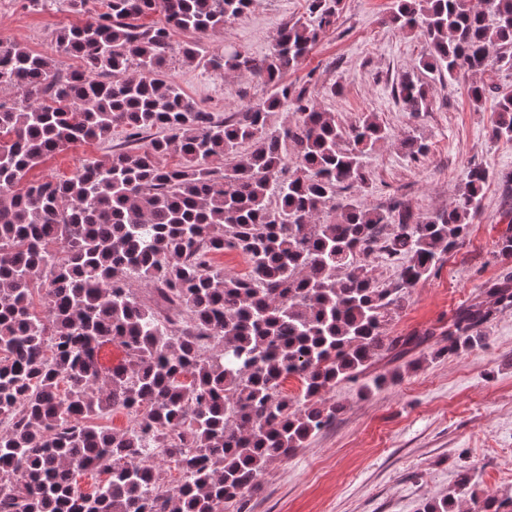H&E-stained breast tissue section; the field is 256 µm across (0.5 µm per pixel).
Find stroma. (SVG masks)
<instances>
[{
    "label": "stroma",
    "instance_id": "obj_1",
    "mask_svg": "<svg viewBox=\"0 0 512 512\" xmlns=\"http://www.w3.org/2000/svg\"><path fill=\"white\" fill-rule=\"evenodd\" d=\"M24 0H0V39L54 55L62 71L80 60L58 53L56 29L80 23L69 0H48L34 11ZM391 0H343L335 24L302 67L286 81L308 87L317 107L351 125L375 114L390 137L368 156L366 185L347 192L349 203L381 211L402 201L414 216L445 209L460 193L471 166L491 175L482 206L465 239L411 288L389 325L392 334L432 332V339L400 361L378 362L373 373L394 370L383 389L360 393L340 383L326 394L342 405L338 420L309 439L290 459L271 462L258 490L224 512H420L447 496L461 470H469L478 495L512 496V308L485 327L483 342L437 356L443 331L461 306L480 297L488 282L512 277V261L498 240L512 212V141L488 136L493 99L474 105L466 80L448 82L425 71L431 87L426 112L413 117L393 93L402 75L425 53L422 38L388 23ZM305 0H252L248 13L226 23L222 42L255 58L269 53L281 25L303 16ZM415 71V70H414ZM167 74L201 108L238 111L266 87L249 75L214 76L176 56ZM425 143L412 158L400 142ZM111 141L72 144L31 170L28 180L67 178L106 155Z\"/></svg>",
    "mask_w": 512,
    "mask_h": 512
}]
</instances>
